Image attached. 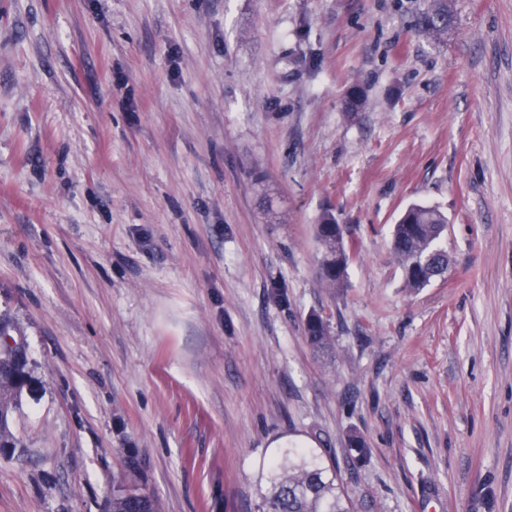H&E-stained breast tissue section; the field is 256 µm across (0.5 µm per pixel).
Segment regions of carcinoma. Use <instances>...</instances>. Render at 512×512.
Masks as SVG:
<instances>
[{
	"label": "carcinoma",
	"mask_w": 512,
	"mask_h": 512,
	"mask_svg": "<svg viewBox=\"0 0 512 512\" xmlns=\"http://www.w3.org/2000/svg\"><path fill=\"white\" fill-rule=\"evenodd\" d=\"M421 28L438 37L448 31V0H433L424 13ZM445 215L433 207L412 205L394 225L391 249L403 266L407 286H427L434 273L448 268V256L436 245L447 228ZM321 247L318 273L329 288L345 284L354 246L345 242L341 225L326 214L317 225ZM0 323V435L7 432L9 407L4 394L21 388L27 380V362L19 361L1 339ZM309 345L321 352L331 349V336L323 319L313 314L306 325ZM268 491L257 504L258 512H356L343 498L342 479L337 468L328 465L316 448L290 443L269 464ZM108 512H161L157 498L138 488L117 483L112 486Z\"/></svg>",
	"instance_id": "carcinoma-1"
}]
</instances>
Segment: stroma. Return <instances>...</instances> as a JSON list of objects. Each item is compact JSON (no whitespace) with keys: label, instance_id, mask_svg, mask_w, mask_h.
I'll list each match as a JSON object with an SVG mask.
<instances>
[{"label":"stroma","instance_id":"1","mask_svg":"<svg viewBox=\"0 0 512 512\" xmlns=\"http://www.w3.org/2000/svg\"><path fill=\"white\" fill-rule=\"evenodd\" d=\"M429 2L0 0V512H256L290 441L359 512H512V0L438 39ZM413 203L448 217L418 290ZM445 215L433 207L412 205L394 224L391 249L403 266L409 288L427 286L435 272L448 268V256L436 245L447 228ZM317 239L321 247L318 273L328 288H342L354 252V246L346 243L340 224L330 214H325L317 225ZM306 338L314 350L325 352L332 347L328 327L319 315L309 316L306 325ZM5 326L0 321V440L7 432L9 407L4 397L5 391L21 388L27 380V360L20 362L9 345L1 338ZM107 511L161 512V509L154 495L117 483L112 486V499L107 504Z\"/></svg>","mask_w":512,"mask_h":512}]
</instances>
